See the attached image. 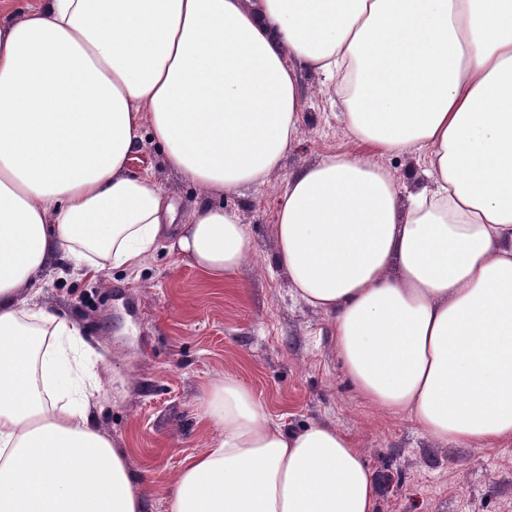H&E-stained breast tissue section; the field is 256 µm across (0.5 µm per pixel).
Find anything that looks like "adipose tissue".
I'll return each instance as SVG.
<instances>
[{
	"label": "adipose tissue",
	"instance_id": "1",
	"mask_svg": "<svg viewBox=\"0 0 512 512\" xmlns=\"http://www.w3.org/2000/svg\"><path fill=\"white\" fill-rule=\"evenodd\" d=\"M0 0V512H146L97 423L78 324L45 273L139 271L160 243L223 281L252 251L220 206L176 223L130 175L144 138L206 193L264 185L301 133L298 70L339 76L350 139L425 152L432 188L353 150L289 176L276 262L333 319L348 382L441 445L512 443V0ZM169 512H376L340 429L272 421L233 374L197 413Z\"/></svg>",
	"mask_w": 512,
	"mask_h": 512
}]
</instances>
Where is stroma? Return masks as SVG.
<instances>
[{
  "label": "stroma",
  "mask_w": 512,
  "mask_h": 512,
  "mask_svg": "<svg viewBox=\"0 0 512 512\" xmlns=\"http://www.w3.org/2000/svg\"><path fill=\"white\" fill-rule=\"evenodd\" d=\"M300 88V138L261 187L203 198L148 140L130 161V173L151 171L171 189L177 215L207 200L250 225V260L223 285L161 248L135 274L110 269L46 286L92 351L99 426L129 448L132 475L147 478L148 512H168L172 474L213 441L197 422L201 396L231 372L272 420L331 424L351 437L377 477V512H512V444L445 447L368 405L346 382L329 316L296 298L277 267L273 226L288 176L352 145L323 75L302 71ZM373 160L409 191L427 183L417 153Z\"/></svg>",
  "instance_id": "1"
}]
</instances>
